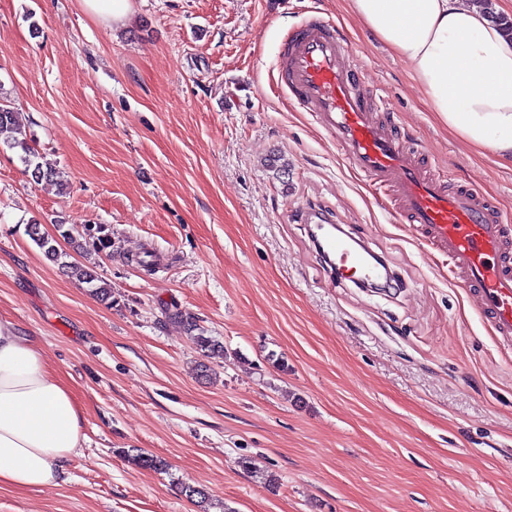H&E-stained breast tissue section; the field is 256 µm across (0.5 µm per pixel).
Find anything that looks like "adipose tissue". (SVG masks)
Listing matches in <instances>:
<instances>
[{"instance_id": "ef3b65f1", "label": "adipose tissue", "mask_w": 512, "mask_h": 512, "mask_svg": "<svg viewBox=\"0 0 512 512\" xmlns=\"http://www.w3.org/2000/svg\"><path fill=\"white\" fill-rule=\"evenodd\" d=\"M403 64L439 121L512 161V39L463 0H347ZM84 413L39 344L0 317V486L36 489L66 473Z\"/></svg>"}]
</instances>
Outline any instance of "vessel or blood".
Masks as SVG:
<instances>
[{
    "instance_id": "vessel-or-blood-1",
    "label": "vessel or blood",
    "mask_w": 512,
    "mask_h": 512,
    "mask_svg": "<svg viewBox=\"0 0 512 512\" xmlns=\"http://www.w3.org/2000/svg\"><path fill=\"white\" fill-rule=\"evenodd\" d=\"M276 86L314 118L395 220L447 258L455 283L511 345L512 217L476 189H447L438 171L420 163L419 147L383 120L387 103L377 100L351 47L323 17L310 15L286 37ZM321 246L345 279H383V269L346 241L326 235Z\"/></svg>"
}]
</instances>
